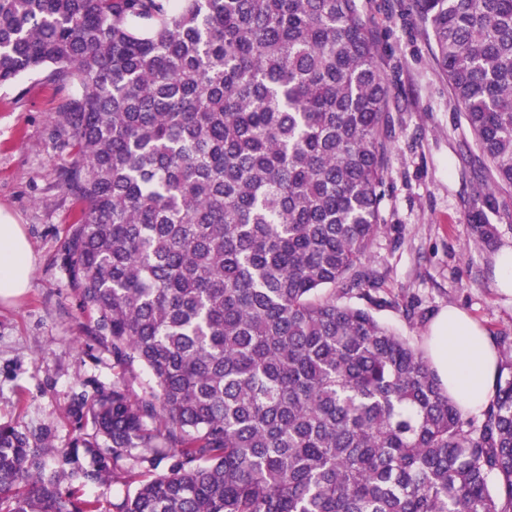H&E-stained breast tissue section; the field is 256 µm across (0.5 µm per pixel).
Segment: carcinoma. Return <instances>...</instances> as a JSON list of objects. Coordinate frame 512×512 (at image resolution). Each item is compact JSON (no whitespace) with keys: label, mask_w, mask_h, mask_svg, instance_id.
Listing matches in <instances>:
<instances>
[{"label":"carcinoma","mask_w":512,"mask_h":512,"mask_svg":"<svg viewBox=\"0 0 512 512\" xmlns=\"http://www.w3.org/2000/svg\"><path fill=\"white\" fill-rule=\"evenodd\" d=\"M413 9L482 159L486 245L512 188V0ZM43 70L81 86L64 262L119 372L73 412L88 466L49 470L0 424V512H102L78 488L149 457L170 463L116 512H512V375L465 420L372 312L392 147L359 0H0V84Z\"/></svg>","instance_id":"carcinoma-1"}]
</instances>
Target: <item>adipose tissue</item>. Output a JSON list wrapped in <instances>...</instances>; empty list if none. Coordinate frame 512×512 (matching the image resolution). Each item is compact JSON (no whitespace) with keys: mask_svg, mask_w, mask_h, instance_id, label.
<instances>
[{"mask_svg":"<svg viewBox=\"0 0 512 512\" xmlns=\"http://www.w3.org/2000/svg\"><path fill=\"white\" fill-rule=\"evenodd\" d=\"M30 247L21 225L0 215V299L20 295L32 273ZM427 355L441 383L461 406L486 408L498 374L496 345L463 311L441 310L433 319Z\"/></svg>","mask_w":512,"mask_h":512,"instance_id":"ef3b65f1","label":"adipose tissue"}]
</instances>
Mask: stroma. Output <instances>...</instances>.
I'll use <instances>...</instances> for the list:
<instances>
[{
  "label": "stroma",
  "mask_w": 512,
  "mask_h": 512,
  "mask_svg": "<svg viewBox=\"0 0 512 512\" xmlns=\"http://www.w3.org/2000/svg\"><path fill=\"white\" fill-rule=\"evenodd\" d=\"M360 4L389 89L393 141L385 226L370 253L387 301L375 315L419 349L435 313L451 304L489 336H512V294L497 288L494 269L498 251L512 246V191L496 194L486 212L498 228L494 242L474 247L468 215L481 180L478 152L411 0ZM78 92L41 71L0 84V209L22 224L34 266L26 292L0 301V423L41 434L52 458L73 447L72 410L111 388L117 369L62 263L79 212L58 186L68 155L53 132L63 101ZM407 300L415 318L399 309Z\"/></svg>",
  "instance_id": "35a3bbf8"
}]
</instances>
